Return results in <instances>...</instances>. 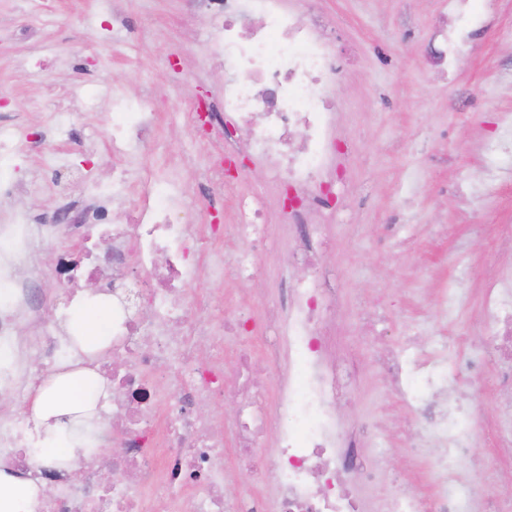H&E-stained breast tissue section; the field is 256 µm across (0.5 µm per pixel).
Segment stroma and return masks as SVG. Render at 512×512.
I'll return each instance as SVG.
<instances>
[{"mask_svg":"<svg viewBox=\"0 0 512 512\" xmlns=\"http://www.w3.org/2000/svg\"><path fill=\"white\" fill-rule=\"evenodd\" d=\"M303 15L318 13L338 27V49L354 56L336 78L339 130L354 144L356 162L341 192L347 205L335 218V240L323 260L340 300L337 326L357 352L361 385L340 416L345 426L375 419L362 445L383 454L386 474L414 469L430 486L441 453L427 439L410 456L411 405L386 387L382 349L405 350L419 364H450L449 336L464 330L483 343L481 290L493 278L512 279V241L493 227L512 225V155L488 156L502 122L512 118V0H471L479 28L472 49L447 79H439L429 49L448 0H287ZM208 20L185 0H0V85L14 98L0 107V124L33 135L26 154L0 160V176L31 179L44 145L38 135L56 126L61 165L54 185L17 198L15 208L37 221L53 218L65 196L85 185L112 182L115 123L112 101L146 102L157 121L148 151L122 159L131 179L144 171L196 205L220 165V146L193 139L186 103L212 98L227 77L206 61ZM494 163L497 193L475 190ZM244 244L226 235L224 276L193 286L194 297L224 299L232 317H254L264 336L262 360L274 342L264 304L277 297L288 227L271 224L259 268L247 281L233 270ZM457 421L493 427L500 416L485 387L459 386Z\"/></svg>","mask_w":512,"mask_h":512,"instance_id":"stroma-1","label":"stroma"}]
</instances>
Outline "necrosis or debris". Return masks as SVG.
Returning a JSON list of instances; mask_svg holds the SVG:
<instances>
[{"mask_svg": "<svg viewBox=\"0 0 512 512\" xmlns=\"http://www.w3.org/2000/svg\"><path fill=\"white\" fill-rule=\"evenodd\" d=\"M188 2L205 6L213 56L234 72L221 96L193 105L194 135L204 145L223 141L222 187H231L246 164L266 165L281 191V219L294 230L287 264L305 270L270 310L277 340L265 358L272 378L251 379L253 355L240 349L234 370L245 383L235 393V420L226 428L205 419L202 406L224 394V340L249 327L228 317L222 335L213 336L207 314L223 307V299L209 298L197 309L187 293L192 279L224 274L220 266H185L202 242L223 245L224 212L211 202L207 223H180L174 214L182 197L151 176L135 182L120 170L116 177L127 189L120 212H113L111 195L99 192L91 202L67 204L48 224L8 208L0 213V282L13 288L8 311L0 313V338L11 342L0 387L14 403L27 404L45 374L70 356L42 313L43 280L66 279L74 293L90 282L113 295L112 356L98 365L112 386L108 419L121 441L112 477L103 479L90 465L72 474L33 467L21 445L23 425L1 413L0 466L53 484L46 512H364L356 487L379 484L382 469L337 412L358 373L336 353V299L322 261L323 229L343 204L336 187L353 158L337 129L341 61L324 20L303 17L285 0ZM449 2L456 22L433 50L445 69L463 58L476 24L469 0ZM107 137L120 157L132 144L150 148L153 119L139 113ZM234 216L240 241L265 237L260 199H236ZM96 231L109 246L93 268L68 252L45 249L56 236L86 238ZM482 312L484 347L471 348L465 335H456L453 364L427 372L430 388L489 379L512 393V288L489 281ZM208 335L214 338L209 350L202 342ZM480 430L474 423L442 434L447 453L436 466L446 485L438 493L406 471L402 489L380 497L375 512H495L493 496L504 486L512 502V478L497 477L498 458L472 462L470 440ZM228 447L256 495L227 493L222 461Z\"/></svg>", "mask_w": 512, "mask_h": 512, "instance_id": "4bbe7bcc", "label": "necrosis or debris"}]
</instances>
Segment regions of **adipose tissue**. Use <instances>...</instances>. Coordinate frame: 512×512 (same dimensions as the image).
Returning a JSON list of instances; mask_svg holds the SVG:
<instances>
[{
  "instance_id": "adipose-tissue-1",
  "label": "adipose tissue",
  "mask_w": 512,
  "mask_h": 512,
  "mask_svg": "<svg viewBox=\"0 0 512 512\" xmlns=\"http://www.w3.org/2000/svg\"><path fill=\"white\" fill-rule=\"evenodd\" d=\"M60 328L76 358L47 374L27 414L37 430L31 463L47 461L67 470L90 462L93 448L111 431L98 410L111 390L96 366L97 357L112 349L111 296L89 291L77 295ZM47 491L45 484L0 470V512H40Z\"/></svg>"
}]
</instances>
